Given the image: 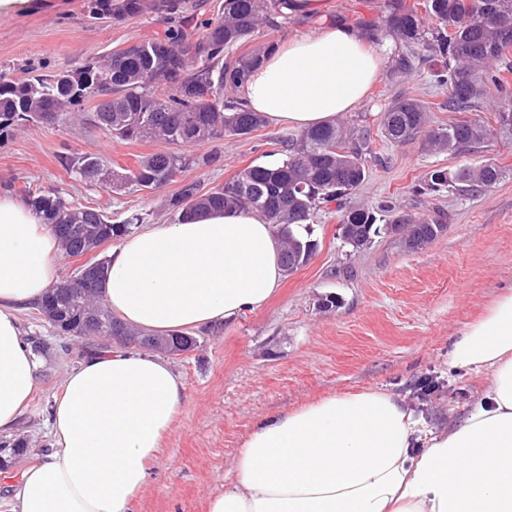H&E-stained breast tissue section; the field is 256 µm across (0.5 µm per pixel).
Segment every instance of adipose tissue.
<instances>
[{"instance_id": "adipose-tissue-1", "label": "adipose tissue", "mask_w": 512, "mask_h": 512, "mask_svg": "<svg viewBox=\"0 0 512 512\" xmlns=\"http://www.w3.org/2000/svg\"><path fill=\"white\" fill-rule=\"evenodd\" d=\"M394 51L345 25L289 39L241 88L246 106L306 130L353 111ZM59 240L43 216L0 194V436L16 432L40 359L20 313L58 282ZM281 280L279 243L257 211H197L127 235L109 255V309L146 331L231 323ZM454 366L490 372L462 420L423 430L381 391L324 398L260 423L231 489L209 512H512V292L455 340ZM183 405L160 358L121 348L67 372L51 410L52 450L20 474L16 512H130Z\"/></svg>"}]
</instances>
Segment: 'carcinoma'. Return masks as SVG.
Returning a JSON list of instances; mask_svg holds the SVG:
<instances>
[{"instance_id":"1","label":"carcinoma","mask_w":512,"mask_h":512,"mask_svg":"<svg viewBox=\"0 0 512 512\" xmlns=\"http://www.w3.org/2000/svg\"><path fill=\"white\" fill-rule=\"evenodd\" d=\"M290 0H224L216 17L200 22L198 32L186 21L195 10L192 0H84V9L98 20H124L147 12L179 18L183 24L140 44L135 53L115 52L94 57L76 69L43 73L31 70L16 78L0 72V140L27 123H66L84 105L96 102L87 121L122 140H164L180 150L138 160L132 169H112L97 154L69 152L59 162L74 179L105 184L120 191L128 187L159 188L186 166L208 164L209 155L183 152L226 137L247 135L265 124L258 112L247 110L239 89L249 72L274 44L233 55L226 49L252 37L261 28L276 31L288 20ZM381 16L368 30H389L404 43L420 47L415 55L399 54L395 69L407 73L438 53L448 59L439 83L448 85V103L458 112L493 104L495 126L471 118L428 129L427 107L413 98H398L381 112L378 132L392 144L417 140L428 148L453 154L473 153L496 140L512 144V0H383ZM281 160L274 166L253 165L224 184L202 193L195 183L183 187L169 203L175 220L191 211H259L282 243V254L305 265L318 244L311 239L309 221L323 203H337L343 239L359 251L381 232L396 233L400 224L412 235L409 247L419 249L443 234L448 225L440 212L416 216L394 212L382 217L368 208L348 207L343 199L365 182L369 168L380 162L367 117L348 123L288 134L278 141ZM506 178L497 164L485 161L454 171L430 173L435 191L474 193ZM23 200L41 213L60 238L69 257L81 254L141 223L133 215L121 224L109 221L98 208L67 203L62 197L30 189ZM39 304L67 335L79 334L87 322L80 301L69 296L61 280Z\"/></svg>"}]
</instances>
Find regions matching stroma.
I'll return each instance as SVG.
<instances>
[{
	"mask_svg": "<svg viewBox=\"0 0 512 512\" xmlns=\"http://www.w3.org/2000/svg\"><path fill=\"white\" fill-rule=\"evenodd\" d=\"M381 0H321L312 14L299 13L276 32L255 33L237 52L266 42L285 44L292 36L331 23L364 29L379 15ZM166 16L149 13L125 21L89 18L83 0H8L0 6V70L23 75L77 68L91 56L143 43L170 27ZM441 57L410 75L382 71L360 109L377 118L392 99L408 95L430 108L437 127L462 120L449 109L448 89L435 77ZM288 127L265 124L250 134L196 146L213 154L207 166L190 165L154 190L89 186L70 178L59 162L66 151L102 155L112 168L134 167L138 159L170 151L160 140L116 141L83 121L31 124L0 143V192L19 195L23 187L67 201L92 205L119 224L140 215L143 227L172 223L169 201L184 184L200 191L224 184L251 165L278 162V140ZM384 166L369 171L347 203L379 210L385 203L412 214L444 211L447 231L418 250L397 236L379 234L360 251L345 245L332 203L310 220L318 244L312 259L283 276L261 309L230 325L197 330L198 348L169 357L181 378L180 414L149 467L148 482L132 512H208L211 498L230 489L233 466L256 425L343 393L379 390L402 400L431 428L460 420L482 398L485 369L448 364L453 341L503 294L512 290V146L490 142L471 154L449 155L419 144L397 146L376 139ZM493 161L507 173L495 188L478 196L435 192L429 174ZM335 295L324 309L321 298ZM27 337L41 342L40 388L17 432L27 455L0 470V486L18 481L21 471L52 446L50 416L66 371L79 366V350L94 353L107 341L78 344L65 338L36 309L20 315ZM432 383L424 395L421 386Z\"/></svg>",
	"mask_w": 512,
	"mask_h": 512,
	"instance_id": "1",
	"label": "stroma"
}]
</instances>
